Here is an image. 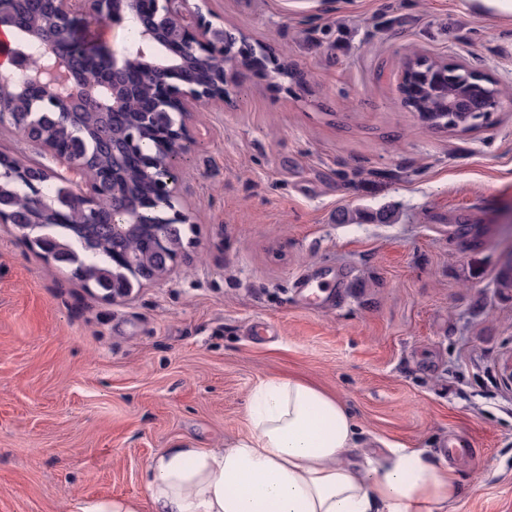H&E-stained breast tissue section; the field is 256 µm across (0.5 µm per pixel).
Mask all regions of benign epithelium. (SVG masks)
Segmentation results:
<instances>
[{"instance_id":"7a95c632","label":"benign epithelium","mask_w":512,"mask_h":512,"mask_svg":"<svg viewBox=\"0 0 512 512\" xmlns=\"http://www.w3.org/2000/svg\"><path fill=\"white\" fill-rule=\"evenodd\" d=\"M48 24L57 27H85L98 17L108 19L113 28L135 24L139 40L121 50H112L94 41L95 52L112 57V69L97 80L80 72L74 63L57 53L55 39H48L45 27L25 32L39 53L31 55L14 50L9 58L11 70L0 76V128L20 134L41 155L52 160L68 161L59 142L46 140L17 120L20 112L32 110L37 103L52 106L65 115L74 105L84 112L112 114V153L130 149L139 141L145 128L154 126V112L163 106L177 116L167 132V157L156 162L151 176L156 191L167 201L168 212L162 221L192 223L193 211L181 193V177L172 170L174 155H182L196 141L192 118L198 106H222L230 96L232 61L224 28L216 26L203 13L201 5L190 0H44ZM215 59L223 66L211 70L214 82L201 85L190 78V67L207 69ZM493 98L480 86L460 79L452 93L456 105L467 104L473 112H483L487 103L498 106L502 92L492 80ZM76 206L84 208L103 190L104 175L83 163L75 167ZM21 182L35 176L41 182L60 178L51 167L35 162L17 166Z\"/></svg>"}]
</instances>
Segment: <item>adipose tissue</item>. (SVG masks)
Instances as JSON below:
<instances>
[{
    "instance_id": "ef3b65f1",
    "label": "adipose tissue",
    "mask_w": 512,
    "mask_h": 512,
    "mask_svg": "<svg viewBox=\"0 0 512 512\" xmlns=\"http://www.w3.org/2000/svg\"><path fill=\"white\" fill-rule=\"evenodd\" d=\"M247 411L245 437L150 459L151 512H447L461 494L454 468L421 449L351 464L345 406L300 379L260 382Z\"/></svg>"
}]
</instances>
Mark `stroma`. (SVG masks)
<instances>
[{"instance_id": "1", "label": "stroma", "mask_w": 512, "mask_h": 512, "mask_svg": "<svg viewBox=\"0 0 512 512\" xmlns=\"http://www.w3.org/2000/svg\"><path fill=\"white\" fill-rule=\"evenodd\" d=\"M302 84L241 77L177 161L184 257L105 300L0 224V512L148 506L165 448L248 433L247 399L294 377L339 398L360 453L423 448L464 484L448 512H512V18L469 0H209ZM413 53L496 78L468 133L423 126L398 89ZM394 212L339 224L338 210ZM343 282L305 300L301 275ZM473 451L449 456L451 440ZM140 510L139 501L119 497L84 500L77 506V512H141Z\"/></svg>"}]
</instances>
